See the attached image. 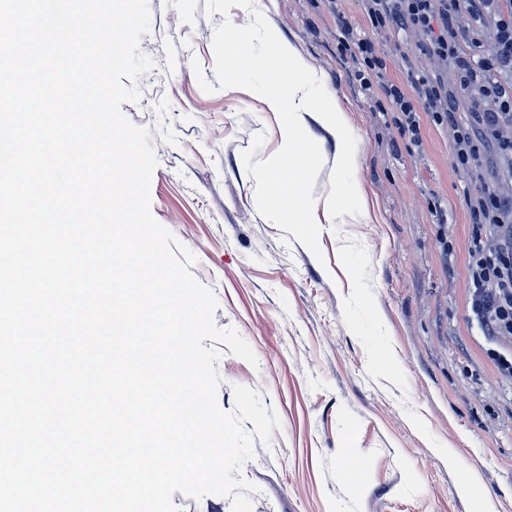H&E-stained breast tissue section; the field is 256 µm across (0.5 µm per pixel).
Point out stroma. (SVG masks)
I'll return each mask as SVG.
<instances>
[{
  "mask_svg": "<svg viewBox=\"0 0 512 512\" xmlns=\"http://www.w3.org/2000/svg\"><path fill=\"white\" fill-rule=\"evenodd\" d=\"M140 50L156 66L143 98L121 109L149 128L158 165L150 209L191 250L192 272L218 299L258 363L227 354L218 402L259 390L281 426L242 470L253 512H512V382L467 306L472 232L466 176L447 129L421 122L411 145L352 77L326 0H149ZM404 81V59L439 71L345 0ZM303 67L292 70L279 49ZM304 86L312 109L288 116L267 99ZM341 103L337 120L326 116ZM311 153L284 157L286 130ZM355 154L336 167V144ZM298 185L304 225L276 206L273 181ZM338 194L340 220L322 201ZM448 210L437 223L435 204ZM451 256L439 249L441 238Z\"/></svg>",
  "mask_w": 512,
  "mask_h": 512,
  "instance_id": "stroma-1",
  "label": "stroma"
}]
</instances>
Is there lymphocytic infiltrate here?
Here are the masks:
<instances>
[{
	"mask_svg": "<svg viewBox=\"0 0 512 512\" xmlns=\"http://www.w3.org/2000/svg\"><path fill=\"white\" fill-rule=\"evenodd\" d=\"M372 28L412 37L421 52L452 71L462 92L488 102L470 120L441 76L406 64L405 82L391 80L372 40L343 27L342 53L354 63V79L376 107L395 112L410 141L419 142L420 117L446 127L451 163L476 188L470 198L473 233L468 246L467 293L471 319L493 345L485 355L500 378L512 381V0H360ZM492 21L496 40L489 56L463 47V20Z\"/></svg>",
	"mask_w": 512,
	"mask_h": 512,
	"instance_id": "1",
	"label": "lymphocytic infiltrate"
}]
</instances>
